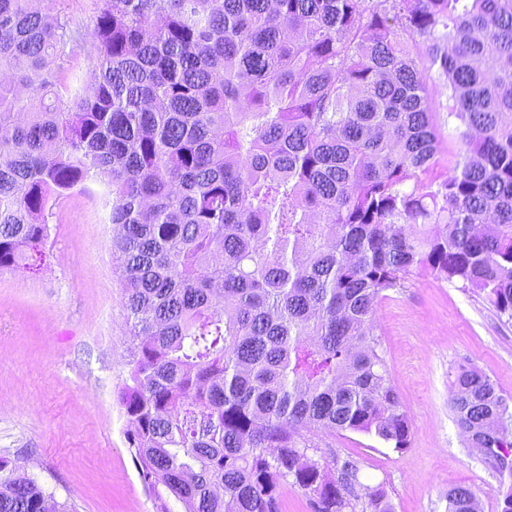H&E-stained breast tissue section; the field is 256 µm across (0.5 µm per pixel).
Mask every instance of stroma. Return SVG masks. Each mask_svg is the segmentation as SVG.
Wrapping results in <instances>:
<instances>
[{"label": "stroma", "instance_id": "obj_1", "mask_svg": "<svg viewBox=\"0 0 512 512\" xmlns=\"http://www.w3.org/2000/svg\"><path fill=\"white\" fill-rule=\"evenodd\" d=\"M411 52L436 90L441 150L428 176L440 179L456 164L461 125L424 43ZM111 207L107 186L89 178L49 203L39 266L0 271V458L76 512H184L145 485L126 438L117 391L130 371V324ZM374 321L410 420L409 446L355 432L320 433L313 443L355 462L356 495L382 486L394 512H448V490L460 484L483 512H500L504 488L455 425L450 390L455 369L468 365L512 397V320L419 271L379 301Z\"/></svg>", "mask_w": 512, "mask_h": 512}]
</instances>
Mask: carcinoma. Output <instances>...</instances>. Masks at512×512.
Masks as SVG:
<instances>
[{"label":"carcinoma","instance_id":"carcinoma-1","mask_svg":"<svg viewBox=\"0 0 512 512\" xmlns=\"http://www.w3.org/2000/svg\"><path fill=\"white\" fill-rule=\"evenodd\" d=\"M91 81L53 64L63 25L0 0V271L47 237L46 205L99 176L130 328L118 392L149 486L185 512L354 509L358 468L314 432L402 451L410 422L373 322L414 272L512 318V0H101ZM426 38L465 126L448 177ZM454 421L512 477V399L458 366ZM362 512H393L365 487ZM475 492L448 489V512ZM0 512H69L0 476ZM277 499L279 502V512H313L307 496L297 486L292 484V480L284 481L278 488Z\"/></svg>","mask_w":512,"mask_h":512}]
</instances>
